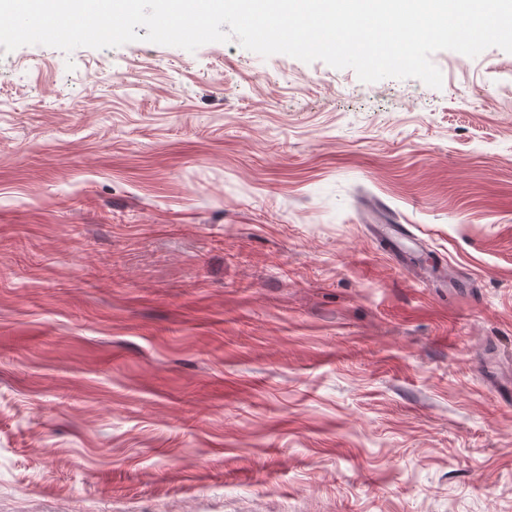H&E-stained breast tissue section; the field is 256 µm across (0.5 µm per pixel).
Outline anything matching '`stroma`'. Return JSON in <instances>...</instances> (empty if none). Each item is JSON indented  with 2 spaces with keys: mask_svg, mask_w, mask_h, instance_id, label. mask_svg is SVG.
<instances>
[{
  "mask_svg": "<svg viewBox=\"0 0 512 512\" xmlns=\"http://www.w3.org/2000/svg\"><path fill=\"white\" fill-rule=\"evenodd\" d=\"M137 33L0 45V512H512V53ZM381 224H372L370 227L373 233L388 241L392 246V252L397 259L403 252L400 247V241L407 239L409 230L404 224H391L387 221H379Z\"/></svg>",
  "mask_w": 512,
  "mask_h": 512,
  "instance_id": "obj_1",
  "label": "stroma"
}]
</instances>
